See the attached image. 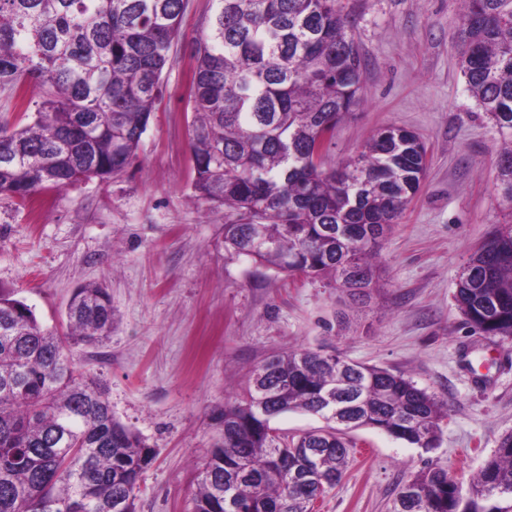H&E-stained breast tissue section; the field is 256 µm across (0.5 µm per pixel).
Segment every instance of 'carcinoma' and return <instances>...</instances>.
Returning a JSON list of instances; mask_svg holds the SVG:
<instances>
[{"instance_id": "cac0c4a2", "label": "carcinoma", "mask_w": 512, "mask_h": 512, "mask_svg": "<svg viewBox=\"0 0 512 512\" xmlns=\"http://www.w3.org/2000/svg\"><path fill=\"white\" fill-rule=\"evenodd\" d=\"M192 40L190 153L196 196L237 215L227 248L288 275L330 277L353 301L379 280L378 253L418 192L427 148L413 132L373 134L324 168L318 152L361 103L365 61L336 0H214ZM461 72L503 136L497 188L512 205V0H461ZM188 0H0V89L30 111L0 123V195L26 200L123 173L137 157ZM456 306L490 339H512V224L458 273ZM68 331L43 327L0 289V512H137L155 450L112 414L72 349L112 329L101 285L77 288ZM301 410L324 429L288 439L271 422ZM443 402L401 373L293 349L258 364L247 394L213 419L223 433L197 475L192 512H312L351 463L348 432L381 431L427 453ZM390 512H512V432L463 484L427 464Z\"/></svg>"}]
</instances>
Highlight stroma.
I'll list each match as a JSON object with an SVG mask.
<instances>
[{"instance_id":"stroma-1","label":"stroma","mask_w":512,"mask_h":512,"mask_svg":"<svg viewBox=\"0 0 512 512\" xmlns=\"http://www.w3.org/2000/svg\"><path fill=\"white\" fill-rule=\"evenodd\" d=\"M365 58L362 104L339 124L325 166L376 132L403 128L427 147L420 189L380 251L366 303L333 282L289 277L225 249L223 210L196 200L189 149V44L215 7L189 0L164 93L123 173L26 201L0 196V288L66 331L77 287H107L112 331L77 348L78 368L108 388L116 418L156 456L139 512H192L195 474L221 432L211 415L242 395L252 369L288 349L336 351L387 367L446 403L438 448L353 431L355 458L314 512H388L424 461L469 480L512 431V340L465 324L453 295L461 266L512 220L496 187L502 136L466 90L460 0H339Z\"/></svg>"}]
</instances>
